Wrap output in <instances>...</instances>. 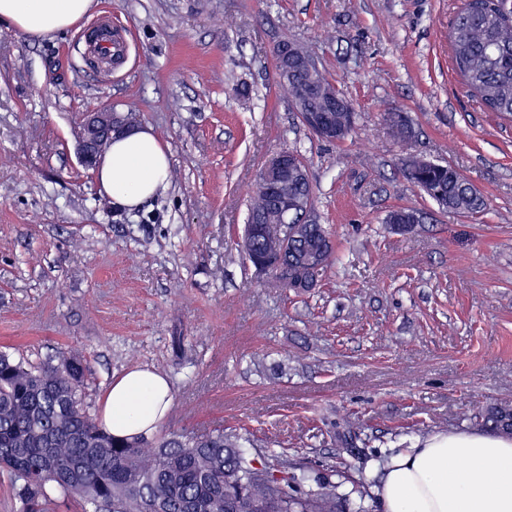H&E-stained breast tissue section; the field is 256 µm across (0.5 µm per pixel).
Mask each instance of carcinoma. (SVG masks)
<instances>
[{"label": "carcinoma", "mask_w": 512, "mask_h": 512, "mask_svg": "<svg viewBox=\"0 0 512 512\" xmlns=\"http://www.w3.org/2000/svg\"><path fill=\"white\" fill-rule=\"evenodd\" d=\"M453 69L483 107L512 116V14L500 0L462 5L448 33ZM323 73L298 71L281 85L292 99L306 97L317 110ZM408 179L443 207L469 214L483 197L457 169L421 162ZM310 180L288 182V196L313 199ZM276 195L256 183L245 236L257 258L277 256L273 275L297 293L293 276L314 251L328 247L322 224H305L283 247L264 226L278 224ZM86 356L64 348L33 364L0 350V473L7 476L16 512H50L58 500L76 512H376L364 483L349 484L336 471L299 467L283 452L260 456L242 437L217 429L196 435L163 431L117 438L99 426L85 401ZM491 431L512 436V403L478 415Z\"/></svg>", "instance_id": "carcinoma-1"}]
</instances>
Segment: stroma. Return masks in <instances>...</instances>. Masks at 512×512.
<instances>
[{
    "label": "stroma",
    "instance_id": "obj_1",
    "mask_svg": "<svg viewBox=\"0 0 512 512\" xmlns=\"http://www.w3.org/2000/svg\"><path fill=\"white\" fill-rule=\"evenodd\" d=\"M461 0H93L126 30L111 73L81 27L38 39L0 24V349L38 364L83 349L97 405L146 367L168 380L163 423L245 428L256 449L374 485L386 453L512 401V120L482 109L449 58ZM306 45L351 102L341 142L317 139L278 86L272 50ZM248 86L250 107L234 93ZM152 127L168 188L137 210L80 160L86 113ZM406 118L398 136L388 113ZM297 151L334 262L295 294L240 247L248 188ZM419 157L487 202L439 207L407 180ZM406 208L419 224L386 223ZM351 421L359 467L332 422Z\"/></svg>",
    "mask_w": 512,
    "mask_h": 512
}]
</instances>
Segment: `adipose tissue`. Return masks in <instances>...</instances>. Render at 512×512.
Listing matches in <instances>:
<instances>
[{
	"label": "adipose tissue",
	"instance_id": "obj_1",
	"mask_svg": "<svg viewBox=\"0 0 512 512\" xmlns=\"http://www.w3.org/2000/svg\"><path fill=\"white\" fill-rule=\"evenodd\" d=\"M92 0H0V23L35 38L66 31ZM94 174L113 202L137 208L164 191L166 146L136 129L113 137ZM165 377L135 367L114 378L99 398L103 427L119 438L153 431L171 404ZM381 512H512V437L485 430L447 431L391 455L375 488Z\"/></svg>",
	"mask_w": 512,
	"mask_h": 512
}]
</instances>
